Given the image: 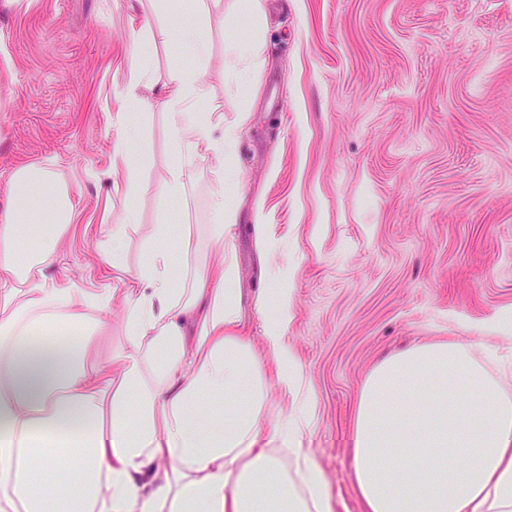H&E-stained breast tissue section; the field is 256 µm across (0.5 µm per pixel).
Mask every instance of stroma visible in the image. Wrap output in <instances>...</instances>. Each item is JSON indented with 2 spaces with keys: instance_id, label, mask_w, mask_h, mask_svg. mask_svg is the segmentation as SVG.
<instances>
[{
  "instance_id": "1",
  "label": "stroma",
  "mask_w": 512,
  "mask_h": 512,
  "mask_svg": "<svg viewBox=\"0 0 512 512\" xmlns=\"http://www.w3.org/2000/svg\"><path fill=\"white\" fill-rule=\"evenodd\" d=\"M252 89L237 100L224 47L246 37L237 0H0V209L15 170L66 189L75 220L43 269L88 293L121 287L103 263L107 225L127 226L136 268L156 225L192 232L195 255L231 262L256 352L276 317L267 270L289 264L285 336L315 399L304 441L332 488L333 512H362L351 469L357 404L381 360L461 339L483 356L512 318V0H260ZM208 25H201L202 15ZM200 25L207 54L173 53L172 23ZM203 72L213 138L238 127L235 186L195 161L181 202L163 195L174 146L165 109L132 108L187 70ZM138 191L113 179L116 129ZM223 190L237 218L223 252L204 234ZM268 226L274 250L253 225Z\"/></svg>"
}]
</instances>
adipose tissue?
I'll use <instances>...</instances> for the list:
<instances>
[{
	"mask_svg": "<svg viewBox=\"0 0 512 512\" xmlns=\"http://www.w3.org/2000/svg\"><path fill=\"white\" fill-rule=\"evenodd\" d=\"M249 44L229 42L233 95L251 86ZM185 149L162 184L172 199L195 178L193 157L226 161L235 128L210 138L196 113L173 112ZM0 212V512H333L325 475L303 448L314 407L278 328L258 356L244 329L232 265L178 266L190 236L156 227L123 288V344L102 356L87 294L42 274L74 207L49 173L12 176ZM45 208H36L39 199ZM468 344H424L366 378L352 467L364 512H512V397ZM486 358V359H487ZM291 397L262 442L269 387ZM398 406H389L388 395Z\"/></svg>",
	"mask_w": 512,
	"mask_h": 512,
	"instance_id": "1",
	"label": "adipose tissue"
}]
</instances>
